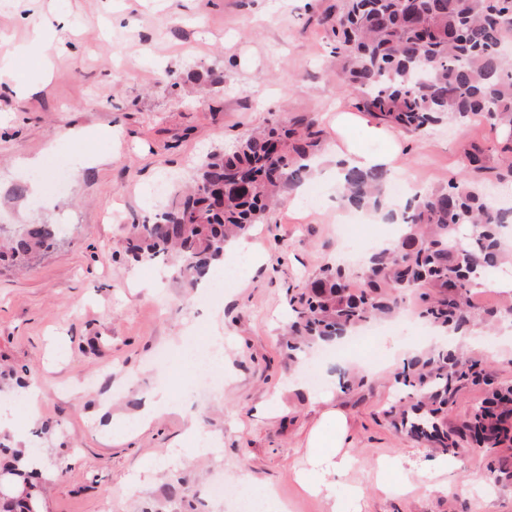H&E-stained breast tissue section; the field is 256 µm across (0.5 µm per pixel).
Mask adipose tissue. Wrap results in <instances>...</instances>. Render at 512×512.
Returning a JSON list of instances; mask_svg holds the SVG:
<instances>
[{
	"mask_svg": "<svg viewBox=\"0 0 512 512\" xmlns=\"http://www.w3.org/2000/svg\"><path fill=\"white\" fill-rule=\"evenodd\" d=\"M333 128L336 132V145L331 154L333 163L343 164L347 168L378 165L389 169L392 175L403 174L399 131L372 125L368 118L357 112L337 113ZM362 128L367 129L377 143V150L363 149L353 144L351 131ZM345 434L344 418L336 410L329 409L323 411L307 438L311 470L302 475L301 482L312 494L330 500L333 512H342L344 508L343 502L336 499V487L356 463L355 458L343 449Z\"/></svg>",
	"mask_w": 512,
	"mask_h": 512,
	"instance_id": "ef3b65f1",
	"label": "adipose tissue"
}]
</instances>
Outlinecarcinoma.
<instances>
[{
	"label": "carcinoma",
	"instance_id": "carcinoma-1",
	"mask_svg": "<svg viewBox=\"0 0 512 512\" xmlns=\"http://www.w3.org/2000/svg\"><path fill=\"white\" fill-rule=\"evenodd\" d=\"M325 21L336 36L332 54L343 84L356 91L355 108L376 124L419 134L446 118L466 122L483 113L492 126L512 132V55L502 53L512 45V0H341ZM322 136L315 119L301 116L210 154L186 193H175L152 223L136 226L132 258L169 257L191 283L201 281L224 260L230 240L282 203L286 186L308 179ZM467 160L474 171L487 169L480 146H472ZM388 178L383 166L348 169L342 199L358 210H378ZM401 223L399 245L372 252L367 273L356 272L358 292H351L344 268L327 265L290 296L288 350L298 355L393 316L388 289L416 294L419 317L442 332L465 327L472 285L512 257L502 243L512 228V201L500 202L466 178L451 179L415 196ZM59 240L58 225L27 224L9 240L10 257L24 262ZM395 381L415 400L400 417L408 435L454 457L477 445L508 470L512 457L502 450H512L511 383L493 384L481 360L446 344L406 358ZM480 381L491 386L488 397L460 426H448L449 401ZM8 451L0 442V455ZM38 463L41 473L15 450L0 467V512H45V501L30 489L54 466L43 458Z\"/></svg>",
	"mask_w": 512,
	"mask_h": 512
}]
</instances>
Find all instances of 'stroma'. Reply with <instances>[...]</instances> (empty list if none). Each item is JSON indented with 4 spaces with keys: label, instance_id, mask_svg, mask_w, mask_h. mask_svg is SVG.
Wrapping results in <instances>:
<instances>
[{
    "label": "stroma",
    "instance_id": "stroma-1",
    "mask_svg": "<svg viewBox=\"0 0 512 512\" xmlns=\"http://www.w3.org/2000/svg\"><path fill=\"white\" fill-rule=\"evenodd\" d=\"M335 0H0V56L29 42L35 26L56 29L49 47L15 56L30 90L0 91V228L66 225L56 247L18 268L0 260V367L36 383L37 397L17 411L30 447L60 461L43 484L49 512H143L163 503L166 484L187 481L190 495L214 474L224 477L232 512L239 478L270 491L265 512H331L300 486L306 441L325 407L346 420L344 448L357 460L337 487L357 486L349 512H512V476L489 469L486 453L470 448L448 472L405 494L385 490L378 463L398 457L414 465L436 452L395 429L384 410L399 394L394 375L407 353L432 342L418 319L385 321L383 335L358 349L312 359L289 358L283 344L288 291L358 255L362 239L392 238L391 224L361 222L343 240L336 228V188L327 170L286 190L280 204L250 233L264 262L228 285L217 299L172 265L133 261L134 225L157 213L207 154L232 146L256 127L305 114L332 141L331 107L351 106L336 78L335 37L317 17ZM74 131L98 132L90 148ZM489 147L487 179L499 170L500 147L489 124L444 122L404 135L407 174L425 187L447 185L464 172L471 144ZM23 195H15L16 187ZM120 211L121 222L109 215ZM161 286H154L155 277ZM498 320L473 323L458 351L482 358L495 381H512V337L493 289ZM220 311L231 355L222 383L202 390L178 354L213 333ZM363 378L343 391V376ZM166 389L178 410L148 428L112 433L113 416L134 418L145 395ZM275 402L273 413L261 405ZM49 432H41L43 421ZM221 444L219 457L183 464L168 457L188 424Z\"/></svg>",
    "mask_w": 512,
    "mask_h": 512
}]
</instances>
